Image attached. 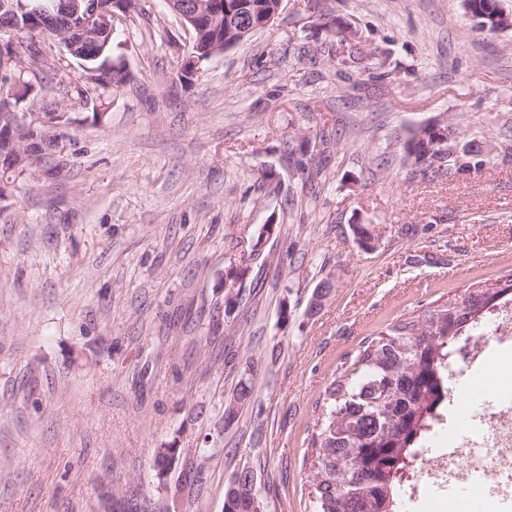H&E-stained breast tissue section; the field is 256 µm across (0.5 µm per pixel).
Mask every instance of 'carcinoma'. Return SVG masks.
Masks as SVG:
<instances>
[{"mask_svg":"<svg viewBox=\"0 0 512 512\" xmlns=\"http://www.w3.org/2000/svg\"><path fill=\"white\" fill-rule=\"evenodd\" d=\"M43 20L23 21L19 40L26 49L35 39L50 37ZM114 41L102 42L79 59L84 72H107L95 85L100 104L128 73L113 66ZM22 71L0 77V120L14 119L12 90ZM445 136L418 140L415 129L405 143L402 167L407 173L432 178L463 175L491 163L479 144L459 145L465 131L444 126ZM339 139L320 131L314 147L325 155ZM507 296L504 288H468L454 299L433 306L418 317L396 321L364 341L349 367L336 369L325 389L322 412L311 435L316 451L309 475L314 512H398V487L413 472L422 444L448 399V362L457 341L474 336L478 326ZM250 377L239 379L232 398L248 403L253 397ZM224 512H265L257 490L232 486L224 494Z\"/></svg>","mask_w":512,"mask_h":512,"instance_id":"obj_1","label":"carcinoma"}]
</instances>
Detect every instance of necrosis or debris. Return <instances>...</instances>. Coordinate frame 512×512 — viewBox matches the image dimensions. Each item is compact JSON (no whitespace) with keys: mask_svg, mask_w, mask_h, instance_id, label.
<instances>
[{"mask_svg":"<svg viewBox=\"0 0 512 512\" xmlns=\"http://www.w3.org/2000/svg\"><path fill=\"white\" fill-rule=\"evenodd\" d=\"M481 331L482 340H464L454 358L453 382L467 386L491 358L505 359L512 373V302L498 307ZM455 394L448 418L433 428L424 453L405 482L403 512H419L424 501L452 505L476 497V512H512V383L475 395L459 416Z\"/></svg>","mask_w":512,"mask_h":512,"instance_id":"4bbe7bcc","label":"necrosis or debris"}]
</instances>
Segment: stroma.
I'll return each instance as SVG.
<instances>
[{"label": "stroma", "instance_id": "stroma-1", "mask_svg": "<svg viewBox=\"0 0 512 512\" xmlns=\"http://www.w3.org/2000/svg\"><path fill=\"white\" fill-rule=\"evenodd\" d=\"M141 5L115 21L130 78L106 104L71 101L53 70L81 69L55 42L15 106L32 120L55 101L76 123L41 166L0 173V512H105L104 492L129 490L156 512H223L245 467L267 512H313L309 441L337 367L512 273V33L472 30L461 0H283L273 26L181 83L191 31L166 0ZM333 19L384 69L341 76ZM441 121L492 163L407 175L411 131ZM327 126L342 150L308 207L298 164ZM354 224L385 227L381 246L359 249ZM233 261L250 273L230 306ZM329 270L339 286L309 314ZM246 372L252 400L222 423ZM159 448L182 451L163 485Z\"/></svg>", "mask_w": 512, "mask_h": 512}]
</instances>
